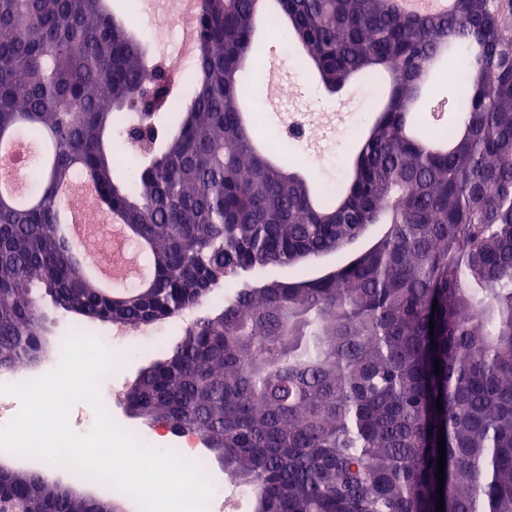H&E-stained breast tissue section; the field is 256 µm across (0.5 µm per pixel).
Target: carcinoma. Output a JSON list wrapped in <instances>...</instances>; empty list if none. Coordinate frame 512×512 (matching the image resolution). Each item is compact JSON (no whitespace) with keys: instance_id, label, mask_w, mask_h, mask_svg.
I'll return each instance as SVG.
<instances>
[{"instance_id":"carcinoma-1","label":"carcinoma","mask_w":512,"mask_h":512,"mask_svg":"<svg viewBox=\"0 0 512 512\" xmlns=\"http://www.w3.org/2000/svg\"><path fill=\"white\" fill-rule=\"evenodd\" d=\"M263 2L203 0L183 76L149 57L122 0H0V139L38 147L36 189L0 194V369L42 348L35 286L83 325L138 326L238 278L140 369L134 416L198 434L255 512H437L440 437L444 512H512V0L429 16ZM262 23L325 88L385 85L336 194L256 150L258 124L241 120ZM153 85L144 118L131 102ZM114 127L145 129L127 182ZM87 178L150 246L148 287L105 294L58 234V189ZM372 224L386 229L327 273L246 278L339 254ZM0 490L28 512L108 502L23 470Z\"/></svg>"}]
</instances>
